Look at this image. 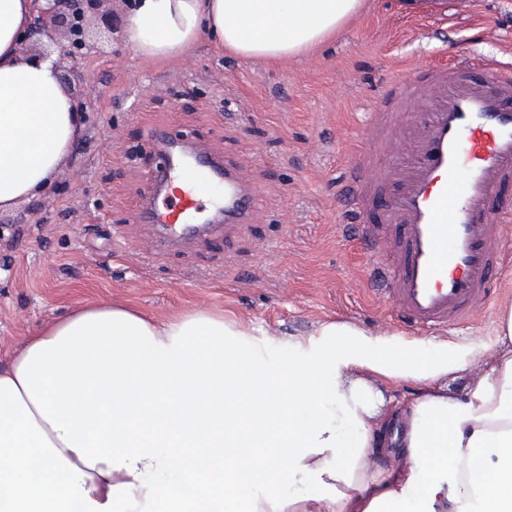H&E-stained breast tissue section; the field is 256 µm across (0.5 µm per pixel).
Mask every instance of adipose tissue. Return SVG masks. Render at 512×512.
I'll return each instance as SVG.
<instances>
[{
  "instance_id": "ef3b65f1",
  "label": "adipose tissue",
  "mask_w": 512,
  "mask_h": 512,
  "mask_svg": "<svg viewBox=\"0 0 512 512\" xmlns=\"http://www.w3.org/2000/svg\"><path fill=\"white\" fill-rule=\"evenodd\" d=\"M363 7L132 0L122 31L141 60L206 36L285 63ZM34 13V0H0V214L50 184L83 129L54 57L21 50ZM319 334L272 363L220 315L76 306L0 365V512H512V307L487 363L449 361L441 343L402 357L334 321ZM452 372L472 376L462 393L448 392ZM408 379L406 401L393 389ZM171 462L168 485H147ZM293 482L309 493L283 496Z\"/></svg>"
}]
</instances>
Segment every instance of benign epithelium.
<instances>
[{
    "mask_svg": "<svg viewBox=\"0 0 512 512\" xmlns=\"http://www.w3.org/2000/svg\"><path fill=\"white\" fill-rule=\"evenodd\" d=\"M49 7L39 11L28 38L41 33L57 42L60 59L68 58L71 66L61 79L66 86L82 85L85 76L77 64L78 57L95 49L89 37L90 18H103L104 0H48Z\"/></svg>",
    "mask_w": 512,
    "mask_h": 512,
    "instance_id": "obj_1",
    "label": "benign epithelium"
}]
</instances>
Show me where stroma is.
<instances>
[{
    "label": "stroma",
    "instance_id": "1",
    "mask_svg": "<svg viewBox=\"0 0 512 512\" xmlns=\"http://www.w3.org/2000/svg\"><path fill=\"white\" fill-rule=\"evenodd\" d=\"M446 2L434 11L367 0L336 39L284 65L226 56L204 38L172 62H145L120 27L94 22L97 50L80 60L83 135L39 199L0 214V362L87 300L125 301L160 320L221 313L273 359L330 320L404 348L444 341L449 358H490L497 317L512 305V234L491 303L466 328L414 338L363 283L360 243L338 232L352 145L399 65H512V0ZM159 126L235 164L257 190L258 218L155 250V226L129 215Z\"/></svg>",
    "mask_w": 512,
    "mask_h": 512
}]
</instances>
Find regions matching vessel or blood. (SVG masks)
I'll return each mask as SVG.
<instances>
[{"instance_id": "1", "label": "vessel or blood", "mask_w": 512, "mask_h": 512, "mask_svg": "<svg viewBox=\"0 0 512 512\" xmlns=\"http://www.w3.org/2000/svg\"><path fill=\"white\" fill-rule=\"evenodd\" d=\"M486 70L482 79L464 63L397 70L349 168L343 230L363 245L365 284L418 335L471 321L512 232V213L496 206L512 183V68ZM415 98L425 108L411 115ZM400 138L404 159L385 157ZM150 140L157 163L131 221L158 225L159 247L252 222L256 194L235 168L159 129Z\"/></svg>"}]
</instances>
